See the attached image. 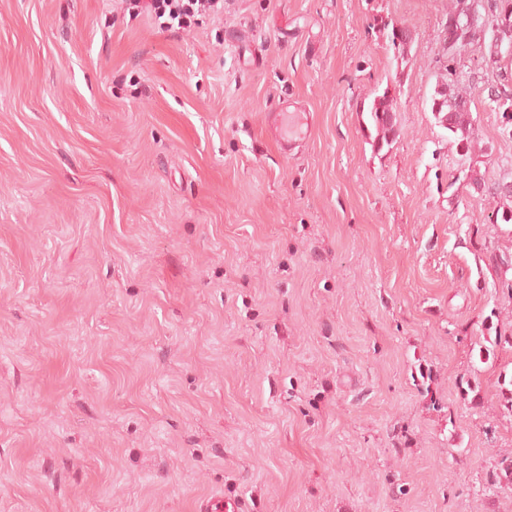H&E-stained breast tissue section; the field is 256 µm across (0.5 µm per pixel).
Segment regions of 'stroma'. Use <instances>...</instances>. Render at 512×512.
<instances>
[{
    "mask_svg": "<svg viewBox=\"0 0 512 512\" xmlns=\"http://www.w3.org/2000/svg\"><path fill=\"white\" fill-rule=\"evenodd\" d=\"M457 7L0 0V512H512V56ZM130 17L146 14L164 31L191 28L206 16L224 13V0H118ZM455 15L459 17L461 23H466V15L464 14V10H461L450 16L449 20L452 19ZM448 20V21H449ZM465 29V26L461 27L457 20H451L448 23V44L457 36L462 35V31ZM475 42V31H474V18H473V27L471 33L469 35H462L458 37L455 41H453L447 49L448 60H455V58L461 55L464 52H467ZM455 70L451 67L448 68V83L444 87V91L436 92V96L432 99L431 110L435 112V106L439 101V116H437L439 123L449 132L453 134L461 133L460 142L465 141L467 151L471 147V140L469 137V120H468V100L462 94L457 92L447 93V87L450 89L455 84ZM446 117L448 125L443 124V118ZM388 90L387 88L382 93L376 94L369 101L366 109L363 107L364 112L368 113L369 121L375 127L377 134L381 135V142L387 144H389L390 135H392L393 139L396 136L395 124L393 117L389 115V104L386 98ZM281 112V138L283 148L291 150L293 142L300 141L310 133V123L307 114Z\"/></svg>",
    "mask_w": 512,
    "mask_h": 512,
    "instance_id": "obj_1",
    "label": "stroma"
}]
</instances>
